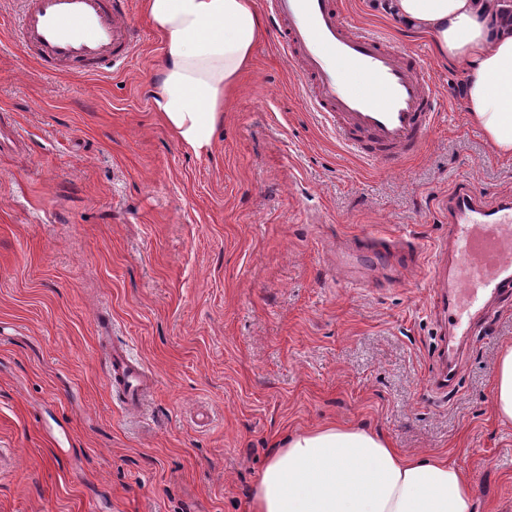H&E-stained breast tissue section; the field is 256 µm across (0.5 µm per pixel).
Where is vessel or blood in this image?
Segmentation results:
<instances>
[{"label": "vessel or blood", "mask_w": 512, "mask_h": 512, "mask_svg": "<svg viewBox=\"0 0 512 512\" xmlns=\"http://www.w3.org/2000/svg\"><path fill=\"white\" fill-rule=\"evenodd\" d=\"M18 41L50 73L96 75L130 59L138 38L128 0H22ZM270 23L306 104L349 153L389 165L421 152L433 129L438 92L421 56L348 20L339 0H266ZM453 262L431 286L448 323L472 336L489 299L512 293V197L487 203L472 184L446 201ZM394 256L378 239L350 257L379 268ZM108 383L122 390L126 409L141 408L149 389L139 365L110 351Z\"/></svg>", "instance_id": "obj_1"}]
</instances>
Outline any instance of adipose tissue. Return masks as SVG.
<instances>
[{
	"mask_svg": "<svg viewBox=\"0 0 512 512\" xmlns=\"http://www.w3.org/2000/svg\"><path fill=\"white\" fill-rule=\"evenodd\" d=\"M163 43L153 99L187 147L209 150L224 104L264 37L254 0H143ZM440 58L466 66L463 102L500 154L512 157V23L498 0H392ZM493 411L512 425V345L495 366ZM254 512H474L461 468L401 455L380 434L330 425L284 440L268 458Z\"/></svg>",
	"mask_w": 512,
	"mask_h": 512,
	"instance_id": "adipose-tissue-1",
	"label": "adipose tissue"
}]
</instances>
